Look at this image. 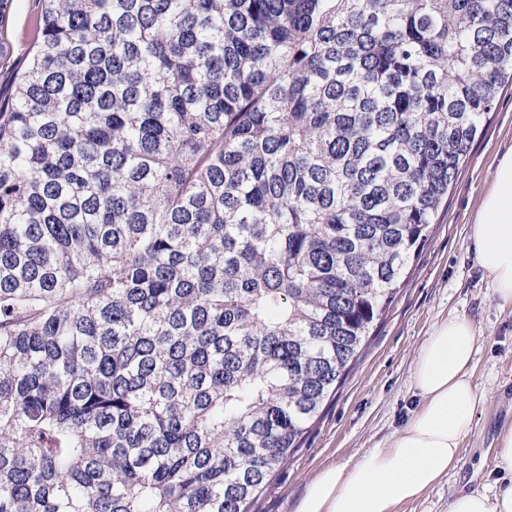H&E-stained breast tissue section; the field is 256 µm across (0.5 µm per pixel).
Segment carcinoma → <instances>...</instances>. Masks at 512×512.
Instances as JSON below:
<instances>
[{
  "label": "carcinoma",
  "instance_id": "cac0c4a2",
  "mask_svg": "<svg viewBox=\"0 0 512 512\" xmlns=\"http://www.w3.org/2000/svg\"><path fill=\"white\" fill-rule=\"evenodd\" d=\"M512 81V0H43L0 104V512H253Z\"/></svg>",
  "mask_w": 512,
  "mask_h": 512
}]
</instances>
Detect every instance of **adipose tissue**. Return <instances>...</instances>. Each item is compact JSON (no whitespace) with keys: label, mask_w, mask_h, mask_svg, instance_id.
I'll list each match as a JSON object with an SVG mask.
<instances>
[{"label":"adipose tissue","mask_w":512,"mask_h":512,"mask_svg":"<svg viewBox=\"0 0 512 512\" xmlns=\"http://www.w3.org/2000/svg\"><path fill=\"white\" fill-rule=\"evenodd\" d=\"M470 240L493 291L512 304V152L500 159ZM477 351L473 322L454 316L438 325L416 356L411 384L418 406L390 442L351 465H332L309 483L297 512H398L420 499L459 462L483 394L471 380ZM448 512H512V483L494 494L460 492Z\"/></svg>","instance_id":"adipose-tissue-1"}]
</instances>
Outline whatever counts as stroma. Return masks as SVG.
<instances>
[{"mask_svg":"<svg viewBox=\"0 0 512 512\" xmlns=\"http://www.w3.org/2000/svg\"><path fill=\"white\" fill-rule=\"evenodd\" d=\"M42 0H13L0 21V99L8 100L28 64L33 22ZM512 152V84H505L493 112L481 124L469 155L448 191V202L429 237L408 261L401 289L370 337L363 357L312 424L302 448L276 475L255 512H297L312 477L329 465L351 464L369 449L385 446L417 406L410 373L423 342L440 323L467 316L477 331L473 383L485 401L463 440L459 466L419 500L398 512H448L460 490L494 492L512 481L498 468L496 439L512 425V305L500 303L477 266L468 241L496 165Z\"/></svg>","mask_w":512,"mask_h":512,"instance_id":"35a3bbf8","label":"stroma"}]
</instances>
